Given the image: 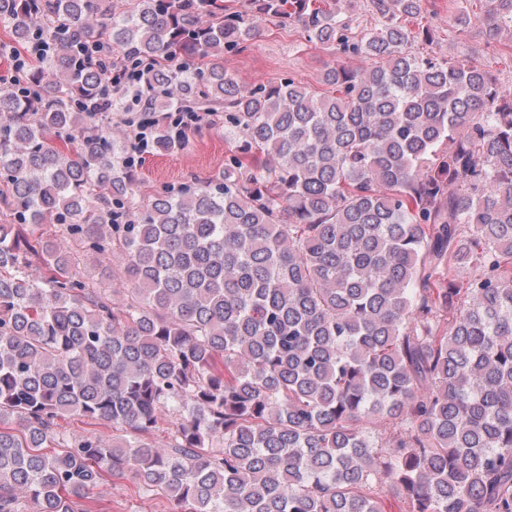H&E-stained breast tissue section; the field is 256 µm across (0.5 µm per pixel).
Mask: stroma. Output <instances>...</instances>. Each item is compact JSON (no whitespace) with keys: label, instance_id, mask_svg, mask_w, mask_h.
Returning <instances> with one entry per match:
<instances>
[{"label":"stroma","instance_id":"1","mask_svg":"<svg viewBox=\"0 0 512 512\" xmlns=\"http://www.w3.org/2000/svg\"><path fill=\"white\" fill-rule=\"evenodd\" d=\"M426 22L435 34L434 40L415 41L413 54L434 56L443 60L467 58L489 68L498 83L512 87V32L503 31L499 42L486 44L479 23L461 28L452 21L451 0H435ZM336 61L331 49L306 42L299 28L281 29L271 23L261 25L259 32L241 53H228L220 63L225 73L239 84L275 85L281 78L294 77L313 90L324 91L323 74ZM234 141L224 137L222 116L206 118L192 130L187 146L180 151L158 156L144 155L133 170L134 184L142 197H150L165 185H174L187 176L212 179L224 171V154L234 148ZM102 512H181L163 495L139 492L131 478H114L92 491Z\"/></svg>","mask_w":512,"mask_h":512}]
</instances>
